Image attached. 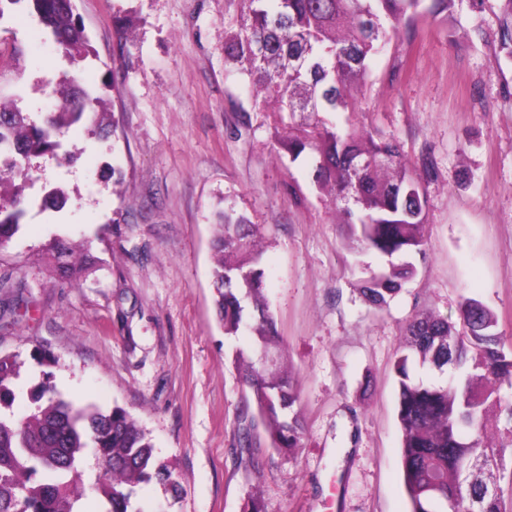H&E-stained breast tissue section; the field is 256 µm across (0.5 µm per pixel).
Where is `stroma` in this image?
<instances>
[{
    "instance_id": "stroma-1",
    "label": "stroma",
    "mask_w": 512,
    "mask_h": 512,
    "mask_svg": "<svg viewBox=\"0 0 512 512\" xmlns=\"http://www.w3.org/2000/svg\"><path fill=\"white\" fill-rule=\"evenodd\" d=\"M503 4L420 18L373 59L356 112L338 126L394 135L410 159L430 155L427 260L382 307L366 303L350 267L356 239L312 180L313 158L274 141L224 62V29L240 0H75L93 52L74 62L36 15L0 21V83L40 119L48 82L75 72L114 121L63 136L71 162L30 161L34 185L64 188L59 213L28 205L0 247V356L23 363L15 416L51 370L78 406L123 407L151 439L176 487L141 484L142 512H408L392 364L422 312L457 320L473 298L512 336V62L498 60ZM259 225L264 295L297 385L298 448H269L263 429L242 448L246 402L214 306L219 212ZM86 247L73 283L51 239ZM51 357L43 367L42 357Z\"/></svg>"
}]
</instances>
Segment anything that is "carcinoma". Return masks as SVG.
I'll return each mask as SVG.
<instances>
[{"instance_id": "obj_1", "label": "carcinoma", "mask_w": 512, "mask_h": 512, "mask_svg": "<svg viewBox=\"0 0 512 512\" xmlns=\"http://www.w3.org/2000/svg\"><path fill=\"white\" fill-rule=\"evenodd\" d=\"M237 29L224 34V60L232 73L266 91L273 106L260 112L317 114L357 112L358 93L370 62L397 34L413 25L425 0H242ZM497 38L512 61V0H505ZM25 4L46 34L72 58L86 59L91 48L72 0H0V21L9 6ZM54 111L42 125L30 120L16 101L0 103V141L16 137V156L0 163V197L10 192L9 209L0 204V246L18 232L26 214L27 177L22 166L32 157L55 153L59 136L85 121L109 133L108 113L94 89L78 77L53 86ZM281 149L297 159L316 154L315 186L330 188L336 207L348 216V230L361 251L384 261L376 269L357 263L365 302L382 305L416 274V265L398 258H426V177L435 174L427 157L412 162L400 144L378 132L357 135L325 123L291 125L278 134ZM68 197L55 187L45 192L41 210L59 212ZM260 229L232 210L224 212L214 242L215 306L224 335L236 338L245 326L253 335L233 351V363L249 391L256 414L237 416L240 447H250L255 421H261L270 447L299 445L302 422L295 406L294 381L283 370L285 350L265 301L264 271L255 241ZM455 323L424 313L405 326L404 350L393 364L401 460L410 512H512V494L490 482L496 472L512 488V466L503 449L481 446L489 428L512 434V401L500 395L512 387V344L498 330L495 315L480 301L465 298ZM15 357H0V512H80L87 493L102 496L107 512H142L133 506L136 488L153 479L176 488L172 472L155 461L153 445L132 416L119 406L90 411L64 400L45 378L31 391L35 407L16 417ZM95 449L99 468L87 484L79 469L84 449Z\"/></svg>"}]
</instances>
